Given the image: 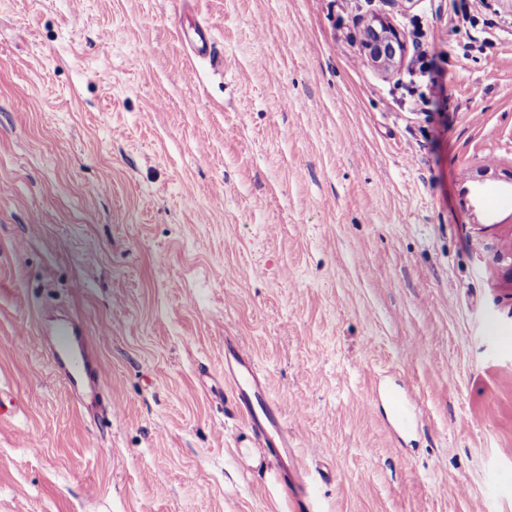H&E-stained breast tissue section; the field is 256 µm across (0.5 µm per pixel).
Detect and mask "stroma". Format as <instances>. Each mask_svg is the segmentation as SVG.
I'll list each match as a JSON object with an SVG mask.
<instances>
[{"label": "stroma", "instance_id": "1", "mask_svg": "<svg viewBox=\"0 0 512 512\" xmlns=\"http://www.w3.org/2000/svg\"><path fill=\"white\" fill-rule=\"evenodd\" d=\"M377 14L447 108L367 60ZM511 172L512 0H0V512H512ZM228 336L303 479L221 396ZM195 41L194 45L196 53L201 56L208 57L210 61L215 65H222V59L216 53L214 43L210 37L209 29L206 25L198 23L195 28ZM40 333L49 335L47 345L53 366L67 387L76 394L94 392L99 386L101 364L83 328L68 319Z\"/></svg>", "mask_w": 512, "mask_h": 512}]
</instances>
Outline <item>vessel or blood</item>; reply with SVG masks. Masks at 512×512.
I'll list each match as a JSON object with an SVG mask.
<instances>
[{"instance_id":"vessel-or-blood-1","label":"vessel or blood","mask_w":512,"mask_h":512,"mask_svg":"<svg viewBox=\"0 0 512 512\" xmlns=\"http://www.w3.org/2000/svg\"><path fill=\"white\" fill-rule=\"evenodd\" d=\"M195 35L197 53L209 58L214 65H221L208 27L197 24ZM47 345L56 372L71 391L83 393L98 388L101 364L77 322L68 320L51 327ZM224 377L245 425L260 436L272 452L285 457L293 455L288 429L279 406L269 394L268 381L259 376L249 349L239 339L224 340Z\"/></svg>"}]
</instances>
